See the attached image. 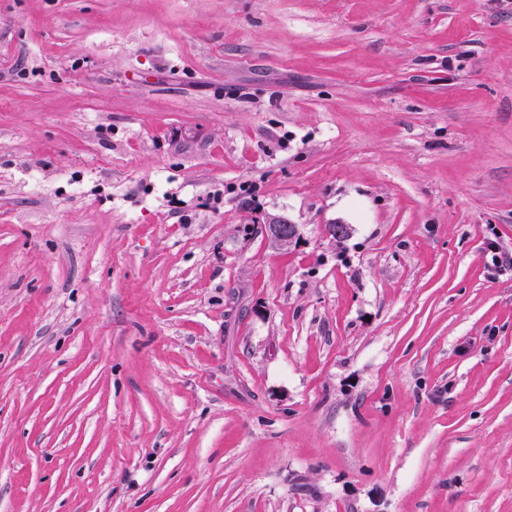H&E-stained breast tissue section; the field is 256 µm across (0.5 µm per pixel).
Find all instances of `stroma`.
<instances>
[{
	"label": "stroma",
	"instance_id": "stroma-1",
	"mask_svg": "<svg viewBox=\"0 0 512 512\" xmlns=\"http://www.w3.org/2000/svg\"><path fill=\"white\" fill-rule=\"evenodd\" d=\"M492 244L512 0H0V512H512ZM267 235L273 243L280 247H288L299 235V227L295 224H288L284 221L274 219L268 224Z\"/></svg>",
	"mask_w": 512,
	"mask_h": 512
}]
</instances>
